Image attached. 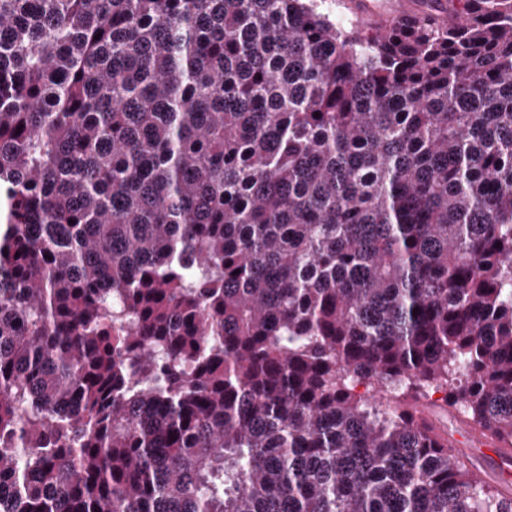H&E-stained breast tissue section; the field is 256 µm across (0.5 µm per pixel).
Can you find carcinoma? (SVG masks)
<instances>
[{
    "label": "carcinoma",
    "instance_id": "1",
    "mask_svg": "<svg viewBox=\"0 0 512 512\" xmlns=\"http://www.w3.org/2000/svg\"><path fill=\"white\" fill-rule=\"evenodd\" d=\"M322 2L0 0V512H512V0ZM346 0H325L331 4L330 9L336 16H343L353 20L359 26H366L374 33L383 35L389 32L396 24L414 19L416 16L430 15L441 26L455 24L459 18L448 14L446 1L433 2L431 8L435 13L427 10V3L411 0H352L349 9L353 17L344 6ZM354 21V20H353ZM443 393L432 394L431 402L434 406L431 408L420 406L415 411V417L419 420H427L433 425L434 434L440 441L448 440V445L468 461H473L478 465L476 469L483 477L494 480L500 490L503 499L510 502L511 496V467L512 448L502 443L481 435L466 423L459 424L453 431H448L434 422L433 412L437 420L447 428H452L459 419H454L452 415L443 411Z\"/></svg>",
    "mask_w": 512,
    "mask_h": 512
}]
</instances>
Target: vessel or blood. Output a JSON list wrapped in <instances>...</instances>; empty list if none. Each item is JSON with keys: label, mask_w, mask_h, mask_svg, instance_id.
I'll return each instance as SVG.
<instances>
[{"label": "vessel or blood", "mask_w": 512, "mask_h": 512, "mask_svg": "<svg viewBox=\"0 0 512 512\" xmlns=\"http://www.w3.org/2000/svg\"><path fill=\"white\" fill-rule=\"evenodd\" d=\"M349 9L358 25L382 35L396 24L418 16L433 15L439 25L457 23V16L448 12L446 0H350ZM439 440L448 442L466 460L477 464L479 473L494 480L503 499L512 498V448L481 435L467 424H459L454 430L435 427Z\"/></svg>", "instance_id": "obj_1"}]
</instances>
